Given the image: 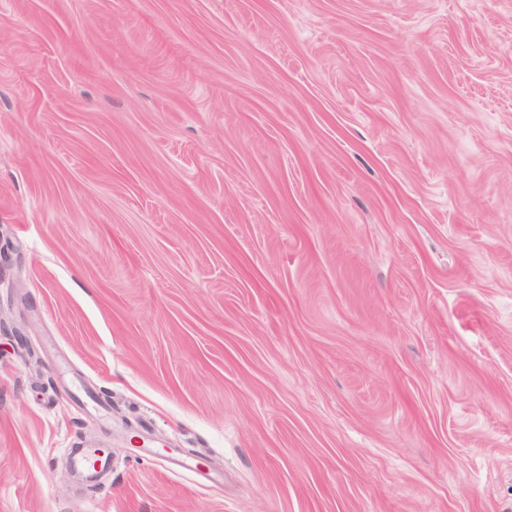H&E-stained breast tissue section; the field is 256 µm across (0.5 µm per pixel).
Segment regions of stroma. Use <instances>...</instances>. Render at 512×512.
Masks as SVG:
<instances>
[{"label": "stroma", "mask_w": 512, "mask_h": 512, "mask_svg": "<svg viewBox=\"0 0 512 512\" xmlns=\"http://www.w3.org/2000/svg\"><path fill=\"white\" fill-rule=\"evenodd\" d=\"M0 512H512V0H0Z\"/></svg>", "instance_id": "1"}]
</instances>
